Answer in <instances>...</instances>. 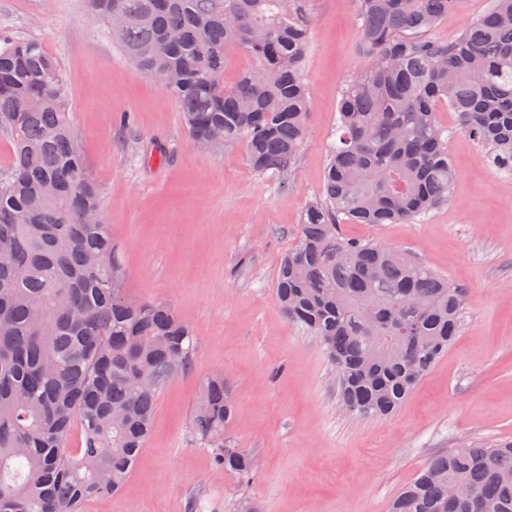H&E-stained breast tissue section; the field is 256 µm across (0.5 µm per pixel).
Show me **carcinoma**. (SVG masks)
I'll list each match as a JSON object with an SVG mask.
<instances>
[{
    "label": "carcinoma",
    "mask_w": 512,
    "mask_h": 512,
    "mask_svg": "<svg viewBox=\"0 0 512 512\" xmlns=\"http://www.w3.org/2000/svg\"><path fill=\"white\" fill-rule=\"evenodd\" d=\"M357 66L338 102L319 200L283 258L276 297L319 338L355 417L394 416L461 330L464 289L403 251L339 224H411L448 202L454 167L439 106L512 175V0H493L455 39L431 38L461 0H355ZM125 55L182 109L188 137L246 142L260 173H290L309 111L302 0H89ZM256 62L224 85L226 52ZM58 60L0 35V512H80L118 493L149 436L159 394L192 366L191 329L120 283L99 192L78 147ZM236 414L221 376L191 415L216 462L249 483L252 457L224 442ZM79 431L80 447L71 445ZM512 441L433 457L389 512H512Z\"/></svg>",
    "instance_id": "cac0c4a2"
}]
</instances>
